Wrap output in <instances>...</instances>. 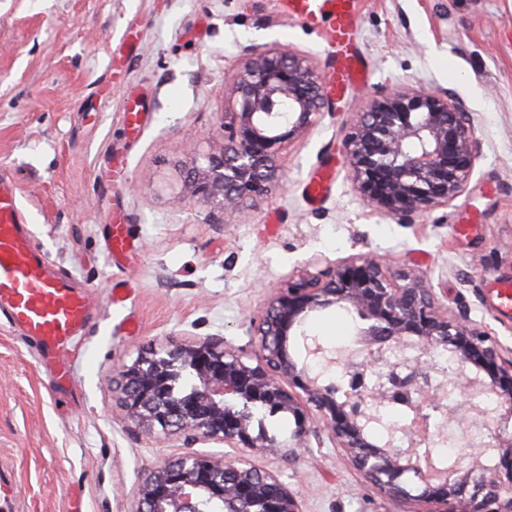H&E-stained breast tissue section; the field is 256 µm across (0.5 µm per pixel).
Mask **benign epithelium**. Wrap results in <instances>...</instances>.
Returning a JSON list of instances; mask_svg holds the SVG:
<instances>
[{"label":"benign epithelium","instance_id":"7a95c632","mask_svg":"<svg viewBox=\"0 0 512 512\" xmlns=\"http://www.w3.org/2000/svg\"><path fill=\"white\" fill-rule=\"evenodd\" d=\"M227 81L223 148L190 150L176 197L209 207L210 224L266 198L282 178V155L325 106L318 68L277 45L250 49ZM475 144L460 102L397 86L355 113L344 150L362 201L411 224L459 196ZM331 306L355 319V345L330 349L307 333L309 319ZM251 327L260 343L254 361L211 342L150 344L113 378L126 422L141 434L187 432L236 452L232 460L187 453L152 468L135 489L133 512H200L204 496L223 501L224 512H304L281 476L252 457L292 461L322 433L380 496L417 506L413 512H512V438L480 440L465 469L457 460L436 467L430 451L444 443L434 413L463 434L512 418V350L466 306L442 307L423 279L368 255L318 258L274 289ZM290 336L301 339V363L288 353ZM333 367L339 379L327 384L322 371ZM475 390L492 405L468 403ZM389 405L408 408L403 425L385 423ZM259 409L293 416L292 444L253 430Z\"/></svg>","mask_w":512,"mask_h":512}]
</instances>
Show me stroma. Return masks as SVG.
Listing matches in <instances>:
<instances>
[{
	"label": "stroma",
	"instance_id": "obj_1",
	"mask_svg": "<svg viewBox=\"0 0 512 512\" xmlns=\"http://www.w3.org/2000/svg\"><path fill=\"white\" fill-rule=\"evenodd\" d=\"M357 41L366 79L289 147L282 187L238 223L208 224L203 204L169 197L188 144H224L226 73L272 44L326 67L323 34L284 17L278 0H0V181L92 313L62 393L35 345L0 322V484L11 489L0 512H133L137 483L164 460L234 457L184 433L139 436L113 374L150 344L257 356L252 319L316 257H389L512 349V309L491 290L512 283V0H360ZM396 86L448 93L476 131L464 190L411 224L360 200L343 148L353 112ZM321 175L327 191L310 202L305 188ZM120 222L131 246L114 260L106 240ZM307 331L330 348L356 339L334 307ZM255 462L282 474L304 512H402L328 438L295 461Z\"/></svg>",
	"mask_w": 512,
	"mask_h": 512
}]
</instances>
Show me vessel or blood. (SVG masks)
<instances>
[{"instance_id":"obj_1","label":"vessel or blood","mask_w":512,"mask_h":512,"mask_svg":"<svg viewBox=\"0 0 512 512\" xmlns=\"http://www.w3.org/2000/svg\"><path fill=\"white\" fill-rule=\"evenodd\" d=\"M359 0H280L282 12L325 33L341 61L329 85L346 88L360 73L356 48ZM0 317L21 328L44 363L53 365L58 386L72 381L69 352L90 319L84 289L52 272L33 245L27 218L15 191L0 184Z\"/></svg>"}]
</instances>
